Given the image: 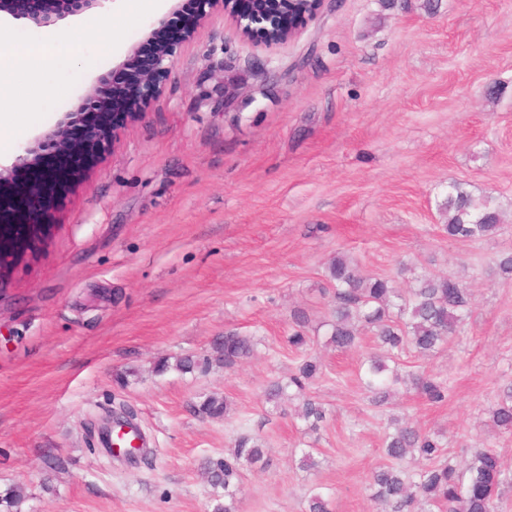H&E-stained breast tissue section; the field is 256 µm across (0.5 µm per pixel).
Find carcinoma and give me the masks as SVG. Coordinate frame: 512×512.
I'll use <instances>...</instances> for the list:
<instances>
[{"label": "carcinoma", "instance_id": "obj_1", "mask_svg": "<svg viewBox=\"0 0 512 512\" xmlns=\"http://www.w3.org/2000/svg\"><path fill=\"white\" fill-rule=\"evenodd\" d=\"M314 4L308 0H281L275 14L297 22L311 12ZM448 214L443 231L452 239L491 237L501 229L500 214L487 199L476 200L459 186H451L441 204ZM327 278L333 285L336 307L327 327V344L338 351L353 348L359 341V327L371 328L380 352L361 364L360 380L371 394L372 402L383 406L392 401L397 386L409 383L428 401L441 403L448 398V384L426 373L400 372L398 355L407 347L423 356L435 354L461 330L469 315L472 294L453 276L419 275L413 285L402 292L385 277H364L345 254H339L327 268ZM309 318L305 311L293 313V332L288 343L302 348L308 343L305 329ZM257 342L252 336L228 330L214 344V361L229 369L250 358ZM321 373V364L314 358L304 359L288 376V383H271L265 390L268 402L301 399L300 418L316 431L326 413L320 403L306 395V390ZM200 411L210 417L225 415V400L210 396L200 405ZM494 426L512 433V383L504 386L496 403L490 408ZM393 434L386 438L385 455L392 464L373 472V500L382 504V512H424L437 506L441 512H495L496 500L512 478L502 469L499 455L491 448L470 449V460L463 472L441 460L444 437L402 425L393 418ZM416 453L428 465L411 475L401 468L405 458ZM267 463L265 438L257 434L240 436L234 448L216 463L204 467L207 481L224 489V503L214 512H238L237 491L240 470L262 468ZM26 497V488L16 484L0 494L4 512H16Z\"/></svg>", "mask_w": 512, "mask_h": 512}]
</instances>
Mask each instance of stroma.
<instances>
[{
  "mask_svg": "<svg viewBox=\"0 0 512 512\" xmlns=\"http://www.w3.org/2000/svg\"><path fill=\"white\" fill-rule=\"evenodd\" d=\"M113 54L70 73L65 97L21 93L22 142L81 105L126 63L168 0L127 14L108 5ZM92 11L28 41L78 32L93 48ZM283 45L243 37L223 8L178 38L147 114L126 118L84 172L56 196L49 226L0 271V493L21 484L22 512H213L224 491L203 478L244 434L262 433L267 464L243 470L239 512H305L311 490L333 512H375L370 483L387 464L391 418L445 434L463 467L473 446L512 471V434L489 415L512 383V0H322ZM491 199L502 230L453 240L439 205L450 186ZM343 252L362 274L452 275L472 293L470 316L431 359L407 350L405 370L447 381L446 402L399 390L379 407L357 379L372 333L341 353L326 343L327 266ZM307 346L289 347L293 310ZM255 337V355L184 373L225 330ZM324 368L308 393L326 418L308 430L298 400L265 390L303 357ZM166 371H158L160 360ZM210 396L224 417L200 413ZM136 411L149 462L115 460L101 428ZM320 465L299 466L308 448ZM63 469L50 470L49 457Z\"/></svg>",
  "mask_w": 512,
  "mask_h": 512,
  "instance_id": "obj_1",
  "label": "stroma"
}]
</instances>
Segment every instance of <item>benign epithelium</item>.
<instances>
[{
	"label": "benign epithelium",
	"mask_w": 512,
	"mask_h": 512,
	"mask_svg": "<svg viewBox=\"0 0 512 512\" xmlns=\"http://www.w3.org/2000/svg\"><path fill=\"white\" fill-rule=\"evenodd\" d=\"M43 7L28 16L37 27H49L68 14L97 7L104 8L110 0H42ZM201 8L194 24H199L208 11L221 4L248 39H253L257 0H200ZM296 26L275 27L267 30L261 43L266 46L285 44L297 37ZM149 38L156 41L154 67L169 69L173 65L175 38L166 33L164 19L157 20L149 31ZM89 103L85 112H68L53 128L26 146L13 161L0 165V270L11 257L29 248L38 238L53 208L54 196L78 175L115 135L110 125V103H117L127 113L144 117L142 102L119 88L104 95L92 89L87 95ZM81 119L96 126V136L78 141L71 136L72 123ZM51 144L57 160L50 166L33 163L32 157L43 146Z\"/></svg>",
	"instance_id": "obj_1"
}]
</instances>
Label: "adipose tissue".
<instances>
[{
	"mask_svg": "<svg viewBox=\"0 0 512 512\" xmlns=\"http://www.w3.org/2000/svg\"><path fill=\"white\" fill-rule=\"evenodd\" d=\"M111 55L112 37L108 34L99 43L96 54L89 56L81 41L75 37L68 38L61 45L40 42L23 49L15 40L10 27L0 28V60L9 65L8 74L0 75V156L11 152L22 134L20 127L7 117L18 92L13 73L21 72L29 76L37 94L49 101L63 92L61 86L51 82L54 73L68 71L79 63L93 67Z\"/></svg>",
	"mask_w": 512,
	"mask_h": 512,
	"instance_id": "obj_1",
	"label": "adipose tissue"
}]
</instances>
